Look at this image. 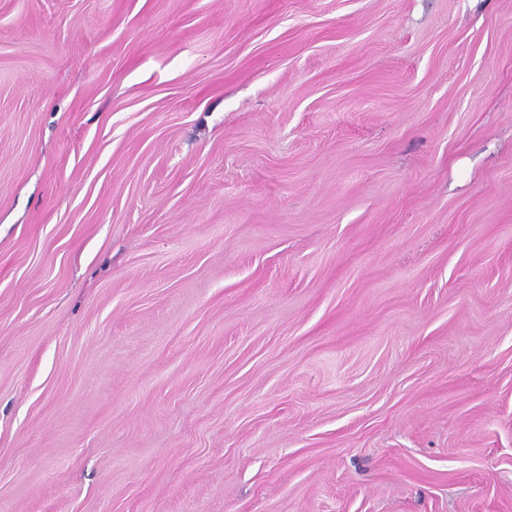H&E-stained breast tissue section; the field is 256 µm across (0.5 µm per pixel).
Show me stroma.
<instances>
[{
	"label": "stroma",
	"mask_w": 512,
	"mask_h": 512,
	"mask_svg": "<svg viewBox=\"0 0 512 512\" xmlns=\"http://www.w3.org/2000/svg\"><path fill=\"white\" fill-rule=\"evenodd\" d=\"M0 512H512V0H0Z\"/></svg>",
	"instance_id": "1"
}]
</instances>
